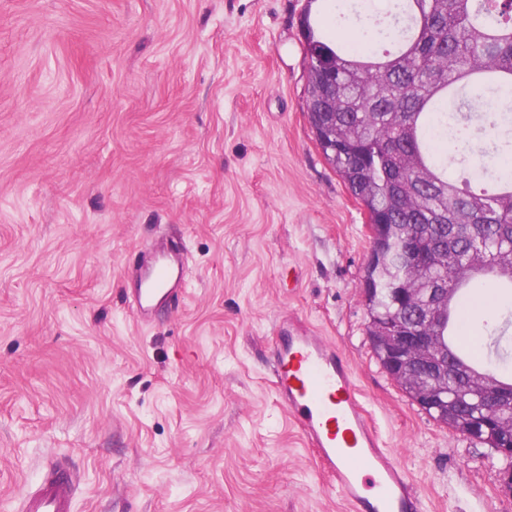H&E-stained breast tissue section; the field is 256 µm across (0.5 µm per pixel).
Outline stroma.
<instances>
[{
  "mask_svg": "<svg viewBox=\"0 0 512 512\" xmlns=\"http://www.w3.org/2000/svg\"><path fill=\"white\" fill-rule=\"evenodd\" d=\"M307 0H0V512H347L277 402L275 326L350 361L424 512H512L489 446L380 367L367 214L305 111ZM176 245L178 308L140 323ZM182 266L175 265L169 254L162 252L146 270L144 283L135 288V300L141 312L154 311L158 305L178 299L185 289ZM77 485L71 473L56 467L36 488H24L18 496L21 512H71Z\"/></svg>",
  "mask_w": 512,
  "mask_h": 512,
  "instance_id": "35a3bbf8",
  "label": "stroma"
}]
</instances>
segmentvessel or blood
Segmentation results:
<instances>
[{
  "label": "vessel or blood",
  "mask_w": 512,
  "mask_h": 512,
  "mask_svg": "<svg viewBox=\"0 0 512 512\" xmlns=\"http://www.w3.org/2000/svg\"><path fill=\"white\" fill-rule=\"evenodd\" d=\"M181 266L159 254L135 290L140 311L155 310L182 293ZM272 383L280 405L298 425L319 467L349 512H423L411 472L400 465L374 429L347 360L322 337L281 320L273 350ZM77 485L54 468L18 496L20 512H71Z\"/></svg>",
  "instance_id": "vessel-or-blood-1"
}]
</instances>
